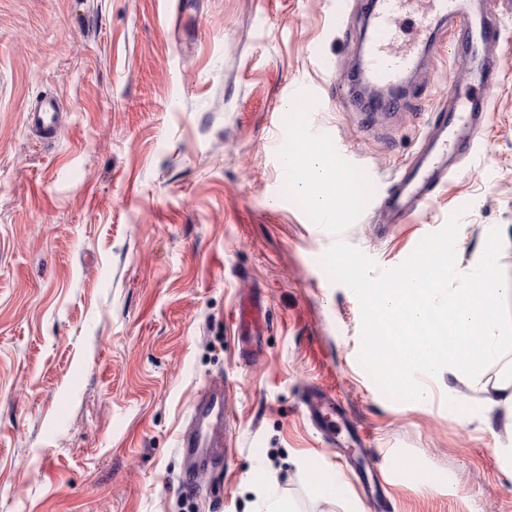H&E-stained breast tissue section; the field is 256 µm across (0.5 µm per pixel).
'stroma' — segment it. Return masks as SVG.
Returning <instances> with one entry per match:
<instances>
[{
	"mask_svg": "<svg viewBox=\"0 0 512 512\" xmlns=\"http://www.w3.org/2000/svg\"><path fill=\"white\" fill-rule=\"evenodd\" d=\"M484 2L502 17L486 130L408 223L370 202L337 236L284 193L289 87L323 97L317 123L384 190L468 63L423 52L399 110L369 122L336 95L366 0H0V512H250L266 493L373 512L304 413L312 388L367 428L359 470L390 512H512L492 403L512 353L423 403L391 399L359 362L355 294L321 264L340 239L396 267L457 213L459 271L497 227L512 281V0ZM43 95L66 112L37 142ZM246 298L265 313L248 359ZM214 380L229 457L188 496L178 437Z\"/></svg>",
	"mask_w": 512,
	"mask_h": 512,
	"instance_id": "obj_1",
	"label": "stroma"
}]
</instances>
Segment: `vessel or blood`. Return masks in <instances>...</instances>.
I'll return each instance as SVG.
<instances>
[{
    "instance_id": "obj_1",
    "label": "vessel or blood",
    "mask_w": 512,
    "mask_h": 512,
    "mask_svg": "<svg viewBox=\"0 0 512 512\" xmlns=\"http://www.w3.org/2000/svg\"><path fill=\"white\" fill-rule=\"evenodd\" d=\"M432 15L420 21L424 43L465 38L471 66L480 85L493 82L499 75L497 58L491 47L500 44L502 31L496 11H475L465 0H431ZM400 0H377L370 15V33L360 51L362 78L375 86L391 88L403 81L414 64L410 50L400 47ZM450 106L424 132L413 163L403 168L392 188L375 193L380 216L389 224L401 223L422 210L434 191L447 181L450 158L470 146L473 130L481 120L482 99L474 86H455L449 93ZM60 102L43 96L27 113L29 129L41 138H52L60 131ZM306 409L313 426L339 441L336 426V399L318 389L306 397ZM179 445L191 460L184 478L193 486L194 460L206 459L221 468L224 461V387L209 386L193 408L192 424L180 435Z\"/></svg>"
}]
</instances>
